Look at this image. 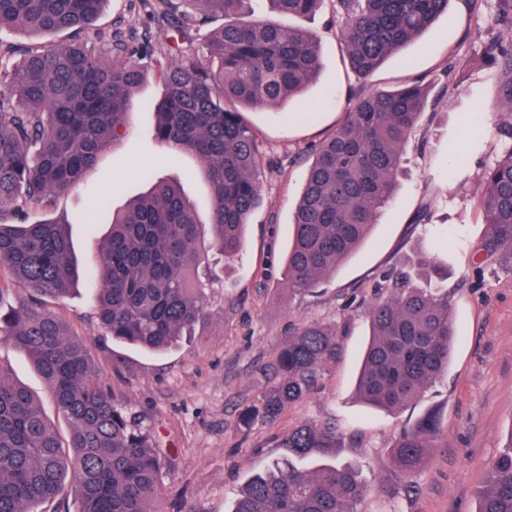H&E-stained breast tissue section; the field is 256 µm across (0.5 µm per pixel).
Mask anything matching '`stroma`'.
Returning a JSON list of instances; mask_svg holds the SVG:
<instances>
[{"mask_svg":"<svg viewBox=\"0 0 512 512\" xmlns=\"http://www.w3.org/2000/svg\"><path fill=\"white\" fill-rule=\"evenodd\" d=\"M498 0L473 9L470 0H449L448 14L391 55L369 78V87L395 90L415 81L430 85L429 106L403 148L404 168L395 199L359 251L316 293L289 295L284 268L291 222L312 152L343 123L359 81L352 72L336 27L332 0L296 19L318 41L321 69L298 95L275 107L243 109L263 159V193L249 219L245 246L235 260L219 265L206 290L209 313L196 335L163 353L112 343L102 335L87 283L44 307L68 323L73 338L87 344L103 383L127 400L155 430L174 460L163 477L164 512H231L255 472L283 456L280 440L303 423H336L344 438L336 458L360 464L368 492L359 512H475L477 493L490 478V463L512 430V265L492 260L476 270L473 253L487 232L479 214L481 176L498 160L512 112L498 111L496 71L483 57L497 29L491 17ZM152 7L141 0H108L98 21L103 31L144 32ZM145 77L124 118L125 133L114 140L83 180L54 207L27 209L28 220L61 219L93 208L110 194L123 209L144 189L146 166L162 178L178 179L201 222L212 198L198 160L180 156L164 164L165 147L151 140L157 117L142 100L163 93L165 42H154ZM464 70L447 90L449 60ZM313 112L311 121L293 112ZM466 151L467 162L454 156ZM430 221L416 223L419 209ZM447 253L448 290L457 340L448 371L403 412L392 414L362 403L354 386L369 340V309L385 293L381 272L432 250ZM348 322L344 355L325 369L310 395L274 421L241 430L238 415L273 382L266 369L295 327ZM0 369L26 386L60 434H68L44 380L25 355L0 341ZM436 413L439 431L427 465L415 474L396 466L391 451L403 427Z\"/></svg>","mask_w":512,"mask_h":512,"instance_id":"35a3bbf8","label":"stroma"}]
</instances>
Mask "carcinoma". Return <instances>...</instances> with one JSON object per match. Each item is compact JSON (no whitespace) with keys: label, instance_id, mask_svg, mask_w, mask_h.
Instances as JSON below:
<instances>
[{"label":"carcinoma","instance_id":"1","mask_svg":"<svg viewBox=\"0 0 512 512\" xmlns=\"http://www.w3.org/2000/svg\"><path fill=\"white\" fill-rule=\"evenodd\" d=\"M106 0H0V31L20 29L65 41L21 46L0 40V62L21 61L0 81V214L21 203L46 208L78 184L123 127L153 38L168 46L164 95L143 106L157 114L152 140L201 163L212 195L202 224L178 183L145 171L148 189L122 212L95 207L91 219L0 222V267L26 295L0 309V339L23 352L69 424L62 439L34 395L0 370V512H39L73 497L75 512H162V478L173 459L142 416L95 377L87 346L41 307L69 296L79 278L68 224H105L95 317L117 344L163 351L196 334L207 315L199 272L208 254L230 261L241 251L248 218L262 195V159L241 109L276 106L301 92L320 68L316 37L283 17H306L321 0H266L267 13L244 19L250 0H155L156 34L90 32ZM449 0H335L340 39L356 75L368 79L384 60L448 13ZM499 38L486 51L499 74L498 110L512 112V0H498ZM218 17L203 53L179 39ZM430 87L394 91L361 86L345 121L316 150L293 216L285 268L288 294L312 292L336 273L395 196L403 147L425 110ZM479 210L488 233L478 253L512 259V144L482 174ZM439 279L445 266L422 255L414 269L391 268L377 287L388 296L370 310V342L357 390L368 404L398 411L448 368L456 332L448 294L415 283ZM346 324H305L282 344L276 382L238 424L274 420L311 393L342 354ZM439 420L430 413L394 444L412 474L426 463ZM288 457L253 475L231 512H357L367 492L357 465L305 466L342 447L330 422L305 423L280 443ZM476 512H512V432L490 466Z\"/></svg>","mask_w":512,"mask_h":512}]
</instances>
